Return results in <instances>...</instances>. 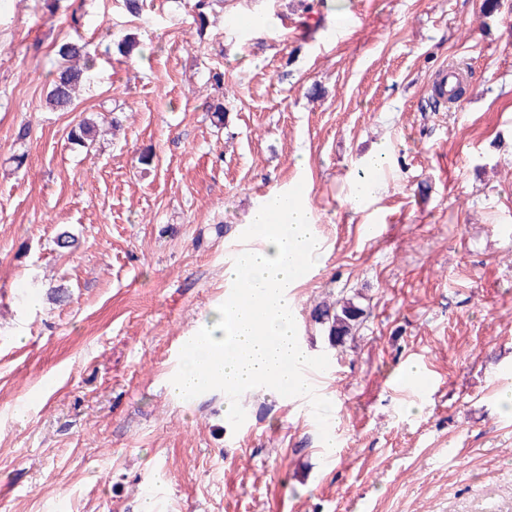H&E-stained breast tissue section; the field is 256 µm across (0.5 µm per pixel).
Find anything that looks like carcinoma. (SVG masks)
<instances>
[{
	"label": "carcinoma",
	"instance_id": "obj_1",
	"mask_svg": "<svg viewBox=\"0 0 512 512\" xmlns=\"http://www.w3.org/2000/svg\"><path fill=\"white\" fill-rule=\"evenodd\" d=\"M223 0H193L191 8L197 17L202 32L207 23V13ZM61 58L59 71L53 79L47 95V102L56 111L70 108L76 91L90 83L94 59L90 56L86 44L67 42L59 47ZM97 128L94 120L85 118L71 130L70 140L76 144L92 145ZM366 317V309L356 297H342L334 301H324L316 306L311 319L320 326L326 337L328 347L339 349L356 339V332Z\"/></svg>",
	"mask_w": 512,
	"mask_h": 512
}]
</instances>
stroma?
<instances>
[{"label": "stroma", "instance_id": "35a3bbf8", "mask_svg": "<svg viewBox=\"0 0 512 512\" xmlns=\"http://www.w3.org/2000/svg\"><path fill=\"white\" fill-rule=\"evenodd\" d=\"M502 2L226 0L200 37L188 0L137 17L123 0H0V512H512ZM238 13L262 22L241 32ZM128 34L143 55L105 53ZM73 39L94 82L54 111L53 47ZM453 64L456 108L431 89ZM115 116V133L70 143L81 119ZM376 152L382 178L357 195ZM300 182L325 243L294 298L303 345L332 365L326 431L269 385L232 401L169 391L253 205ZM65 230L77 248L57 246ZM353 293L370 315L328 349L310 312ZM415 361L436 378L424 398L392 384Z\"/></svg>", "mask_w": 512, "mask_h": 512}]
</instances>
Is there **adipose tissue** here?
Returning a JSON list of instances; mask_svg holds the SVG:
<instances>
[{"instance_id":"ef3b65f1","label":"adipose tissue","mask_w":512,"mask_h":512,"mask_svg":"<svg viewBox=\"0 0 512 512\" xmlns=\"http://www.w3.org/2000/svg\"><path fill=\"white\" fill-rule=\"evenodd\" d=\"M249 225L258 248L240 252L224 270L228 286L248 298L240 302L225 296L209 324L194 332V348L171 383L174 395L214 385L243 392L271 380L292 382L296 364L308 357L298 340L290 291L299 285L300 260L313 267L322 263L312 207L274 192L253 206Z\"/></svg>"}]
</instances>
